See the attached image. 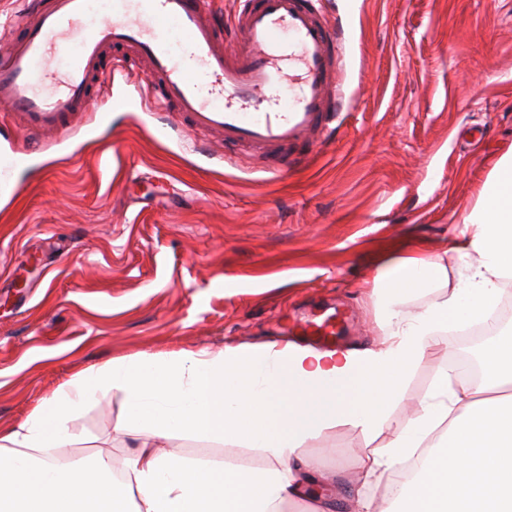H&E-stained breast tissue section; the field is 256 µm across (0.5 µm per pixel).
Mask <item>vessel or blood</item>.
Returning <instances> with one entry per match:
<instances>
[{
	"label": "vessel or blood",
	"mask_w": 512,
	"mask_h": 512,
	"mask_svg": "<svg viewBox=\"0 0 512 512\" xmlns=\"http://www.w3.org/2000/svg\"><path fill=\"white\" fill-rule=\"evenodd\" d=\"M90 0H51L33 9L18 36L0 48V111L21 127L32 149L46 133L68 135L94 81L134 71L151 100L173 106L189 130L218 137L227 148L262 154L268 171L287 172L309 160L341 113V37L316 0H242L230 27L214 20L209 0H113L112 14L87 25ZM177 31L182 54L171 48ZM56 92L43 80L70 41ZM134 50L127 60L125 50Z\"/></svg>",
	"instance_id": "b4317fda"
}]
</instances>
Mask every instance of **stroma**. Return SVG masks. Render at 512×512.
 Listing matches in <instances>:
<instances>
[{
    "label": "stroma",
    "instance_id": "35a3bbf8",
    "mask_svg": "<svg viewBox=\"0 0 512 512\" xmlns=\"http://www.w3.org/2000/svg\"><path fill=\"white\" fill-rule=\"evenodd\" d=\"M343 24L345 107L332 139L281 175L204 138L112 81L65 139L37 151L0 125V428L117 358L286 343L284 326L342 313L352 348L380 342L376 269L440 253L512 150V0H322ZM410 370L383 430L339 422L302 442L335 512H352L358 458L388 443L438 372ZM119 395L70 420L69 452L123 464L148 435L116 434ZM171 453L260 472L241 437L176 434Z\"/></svg>",
    "mask_w": 512,
    "mask_h": 512
}]
</instances>
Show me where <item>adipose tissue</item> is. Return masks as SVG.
I'll return each mask as SVG.
<instances>
[{"mask_svg":"<svg viewBox=\"0 0 512 512\" xmlns=\"http://www.w3.org/2000/svg\"><path fill=\"white\" fill-rule=\"evenodd\" d=\"M463 223L445 253L402 258L375 274L380 348L263 344L143 354L77 375L23 423L0 430V512H287V504L305 499L312 512H330L327 495L307 494L320 465L302 448L303 437L338 420L368 433L381 429L400 390L374 401L376 372L418 366L444 345L440 330L483 321L496 308L512 280V152L497 161ZM451 260L464 265L454 282ZM438 288L441 299L409 309L411 295ZM109 392L125 405L120 431L159 438L237 436L241 405L249 403L260 427L246 439L272 455L264 492L255 494L246 466L230 461L203 463L141 446L118 475L107 455L67 454L69 419ZM414 458L419 468L387 508L361 497L356 512H512L511 335L484 352L478 383L456 381L450 369L438 376L394 438L361 456L363 485L392 481Z\"/></svg>","mask_w":512,"mask_h":512,"instance_id":"ef3b65f1","label":"adipose tissue"}]
</instances>
